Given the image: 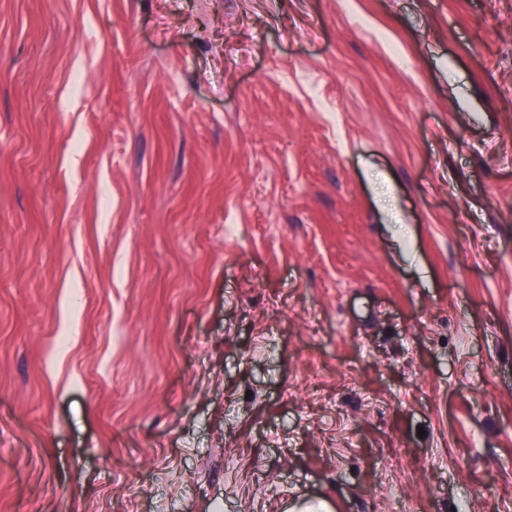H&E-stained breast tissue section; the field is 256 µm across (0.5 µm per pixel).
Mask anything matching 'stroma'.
<instances>
[{"label":"stroma","instance_id":"35a3bbf8","mask_svg":"<svg viewBox=\"0 0 512 512\" xmlns=\"http://www.w3.org/2000/svg\"><path fill=\"white\" fill-rule=\"evenodd\" d=\"M512 512V0H0V512Z\"/></svg>","mask_w":512,"mask_h":512}]
</instances>
